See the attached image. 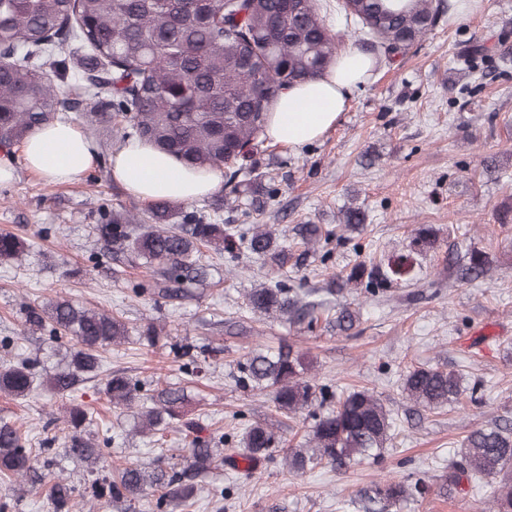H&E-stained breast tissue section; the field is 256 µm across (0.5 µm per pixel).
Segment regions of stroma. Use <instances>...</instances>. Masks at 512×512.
I'll list each match as a JSON object with an SVG mask.
<instances>
[{"instance_id":"obj_1","label":"stroma","mask_w":512,"mask_h":512,"mask_svg":"<svg viewBox=\"0 0 512 512\" xmlns=\"http://www.w3.org/2000/svg\"><path fill=\"white\" fill-rule=\"evenodd\" d=\"M483 2V9L467 18L443 15L422 41L385 63L373 81L353 93L340 122L322 138L298 150L265 141L253 168L239 173L234 184H222L216 196L183 203V210L219 224L267 225L289 252L306 253L303 265L273 274L252 258L206 252L210 277L202 298L179 307L130 297L131 283L150 274L142 266L113 264L83 279L69 277V269L84 266L96 249L94 226L105 212L119 206L145 209L111 177L110 158L120 142L107 125L93 136L101 162L80 179L51 181L20 163L14 181L0 186V231H22L28 243L21 258L0 267V336L18 337L24 306L59 295L132 326L164 317L173 339L224 349L198 385L201 403L193 412L217 434L232 423L242 430L269 422L279 425L287 443H305L311 418L277 414L269 395L239 388L231 377L232 362L243 349L274 347L283 338L313 358L318 383L338 393L368 388L392 414V439L376 459L301 476L277 460L250 476L220 463L196 505L173 512H361L358 491L389 476L419 478L430 487L404 512H489L486 482L453 498L437 490L466 435L512 417V222L497 219L499 207L512 205V68L498 67L500 54L512 56V0ZM475 44L488 48L489 57L471 69L458 57ZM347 206L365 210L366 227L355 245L333 247L330 260L320 262L323 244L305 247L294 228L323 224L342 231L341 211ZM423 224L458 254L474 248L490 253L495 265L489 275L459 284L437 254L422 260L415 284L389 297L356 289L324 292L331 272L384 259L403 249ZM272 278L308 293L321 316H334L346 303L359 308L355 335L250 314L247 292ZM12 353L46 363L54 359L50 345L35 338L19 339ZM414 365L448 366L462 375L464 387L477 392L436 412H416L401 388ZM117 370L151 385L188 382L164 347H115L102 371ZM83 401L94 411V435L114 434L113 458L147 467L158 456L184 454L178 432L156 442L133 432L131 417L118 415L105 397L87 394ZM72 403L68 396L0 395V418L23 424L34 440L53 439L60 449L66 434L47 419L64 417ZM223 489L227 497L217 499Z\"/></svg>"}]
</instances>
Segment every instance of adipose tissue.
I'll use <instances>...</instances> for the list:
<instances>
[{"label":"adipose tissue","instance_id":"1","mask_svg":"<svg viewBox=\"0 0 512 512\" xmlns=\"http://www.w3.org/2000/svg\"><path fill=\"white\" fill-rule=\"evenodd\" d=\"M380 66L372 54L351 48L316 79L281 90L269 117L268 136L293 149L320 139L336 126L353 90L366 84ZM19 159L49 180L68 181L93 170L99 156L96 143L81 128L53 121L26 138L19 154L0 155V185L14 180ZM111 173L130 195L146 203L198 200L215 193L223 182L221 170L194 169L138 141L113 153Z\"/></svg>","mask_w":512,"mask_h":512}]
</instances>
